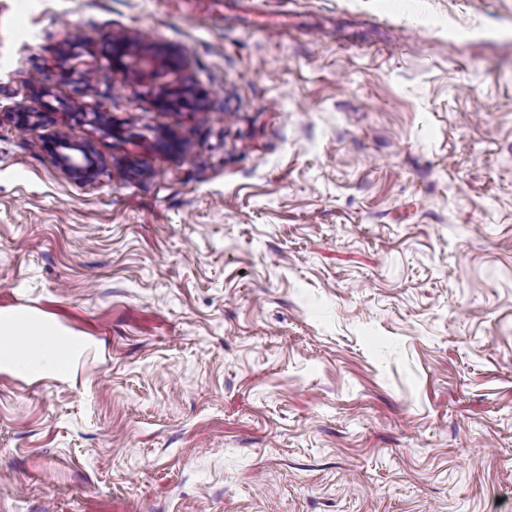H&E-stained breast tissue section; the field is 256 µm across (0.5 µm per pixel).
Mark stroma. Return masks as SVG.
<instances>
[{
  "label": "stroma",
  "mask_w": 512,
  "mask_h": 512,
  "mask_svg": "<svg viewBox=\"0 0 512 512\" xmlns=\"http://www.w3.org/2000/svg\"><path fill=\"white\" fill-rule=\"evenodd\" d=\"M20 307L96 355L0 381V512H512V0H0ZM126 57L131 58V60L126 62ZM135 61H142L145 67L134 69L132 66ZM112 62L114 71L131 82L130 76L132 75L138 79L147 76L148 72L146 67L154 68L157 66L164 67L166 65L178 67L183 64L184 58L177 51L169 52L168 56L146 58L142 54L136 38L131 33L126 32L122 33L120 38L114 42ZM65 135L56 132L47 141L53 163L74 180H92L100 170V157L89 143L74 142Z\"/></svg>",
  "instance_id": "35a3bbf8"
}]
</instances>
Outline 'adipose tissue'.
<instances>
[{"mask_svg": "<svg viewBox=\"0 0 512 512\" xmlns=\"http://www.w3.org/2000/svg\"><path fill=\"white\" fill-rule=\"evenodd\" d=\"M11 326L26 327L31 341L24 354L13 359L8 368L33 380L65 377L68 363L59 352L55 337H65L76 348L85 344L84 337L28 308L0 310V332Z\"/></svg>", "mask_w": 512, "mask_h": 512, "instance_id": "1", "label": "adipose tissue"}]
</instances>
